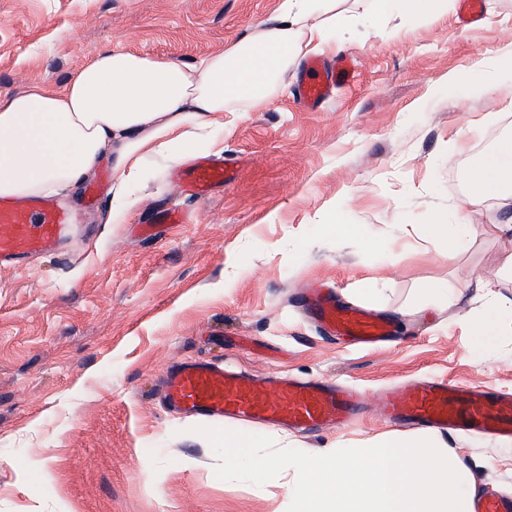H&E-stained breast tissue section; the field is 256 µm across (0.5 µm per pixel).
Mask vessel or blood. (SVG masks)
Wrapping results in <instances>:
<instances>
[{
    "label": "vessel or blood",
    "mask_w": 512,
    "mask_h": 512,
    "mask_svg": "<svg viewBox=\"0 0 512 512\" xmlns=\"http://www.w3.org/2000/svg\"><path fill=\"white\" fill-rule=\"evenodd\" d=\"M354 79L350 57L309 59L296 85V99L307 109H317ZM233 175L228 158L211 157L190 165L182 180L190 191L204 195ZM73 220L69 209L49 198L0 197V266L21 269L31 259L57 252L72 235ZM300 302L325 334L348 345L370 348L392 338L389 321L340 303L332 289H308ZM158 387L166 410L183 418L207 425L244 422L303 434L352 424L363 401L362 392L348 384L278 374L256 377L191 359L167 367ZM380 401L383 418L394 424L512 439V393L428 377L397 393L382 391ZM473 512H512V496L480 495Z\"/></svg>",
    "instance_id": "obj_1"
}]
</instances>
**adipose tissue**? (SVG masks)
Here are the masks:
<instances>
[{
	"label": "adipose tissue",
	"mask_w": 512,
	"mask_h": 512,
	"mask_svg": "<svg viewBox=\"0 0 512 512\" xmlns=\"http://www.w3.org/2000/svg\"><path fill=\"white\" fill-rule=\"evenodd\" d=\"M335 0H280L274 17L232 46L182 63L123 50L98 54L58 90L42 83L0 102V196L43 197L85 182L104 155L118 177L110 211L120 219L147 157L182 164L220 148L224 115L262 104L303 51L330 38L307 20L333 10ZM475 190L454 207L449 224H430L442 254L455 259L485 199H512V139L501 140L470 176ZM477 359L491 356L512 307L488 299L468 321Z\"/></svg>",
	"instance_id": "obj_1"
}]
</instances>
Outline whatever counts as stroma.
<instances>
[{"label": "stroma", "instance_id": "35a3bbf8", "mask_svg": "<svg viewBox=\"0 0 512 512\" xmlns=\"http://www.w3.org/2000/svg\"><path fill=\"white\" fill-rule=\"evenodd\" d=\"M279 0H0V99L36 81L60 86L96 55L124 50L189 62L233 45L274 16ZM458 0L427 21L376 16L372 0H336V35L317 57L353 58L357 77L311 112L292 93L302 64L260 106L224 123V156L240 177L204 200L186 197L163 158L146 164L120 223L109 207L66 195L82 232L32 268L0 270V512H287L288 475L224 481L195 420L162 407L156 380L203 358L248 375L282 371L359 386L362 417L311 435L256 426L282 448L317 455L396 434L378 392L422 376L512 393V334L478 361L466 319L503 304L512 238L487 199L455 260L423 225L450 218L469 171L512 137V70L459 92L448 78L512 50V0H484L462 27ZM188 224L139 236L162 209ZM328 281L347 303L390 318L397 340L353 348L321 332L298 297ZM427 281L465 287L421 305ZM479 491L512 492V442L435 432Z\"/></svg>", "mask_w": 512, "mask_h": 512}]
</instances>
